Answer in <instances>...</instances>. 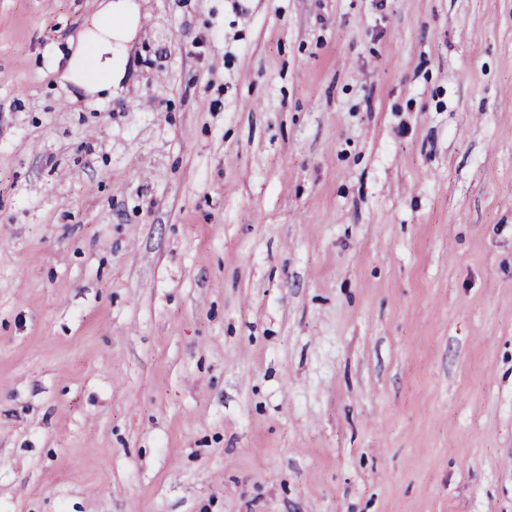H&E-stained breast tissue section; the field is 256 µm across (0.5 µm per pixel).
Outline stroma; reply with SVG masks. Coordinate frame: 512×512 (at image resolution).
I'll return each instance as SVG.
<instances>
[{"label": "stroma", "instance_id": "1", "mask_svg": "<svg viewBox=\"0 0 512 512\" xmlns=\"http://www.w3.org/2000/svg\"><path fill=\"white\" fill-rule=\"evenodd\" d=\"M0 0V512H512V0ZM106 3L101 10L102 17L106 20V24L99 27L97 31L86 33L79 43L78 48L70 57V70H74L77 61L82 60L87 55L90 47L93 49L97 61L96 74L90 82H86L82 77H74V81L93 92H105L112 86V29L113 13L116 17L126 12L124 5H113L112 0ZM111 54L103 60V56Z\"/></svg>", "mask_w": 512, "mask_h": 512}]
</instances>
